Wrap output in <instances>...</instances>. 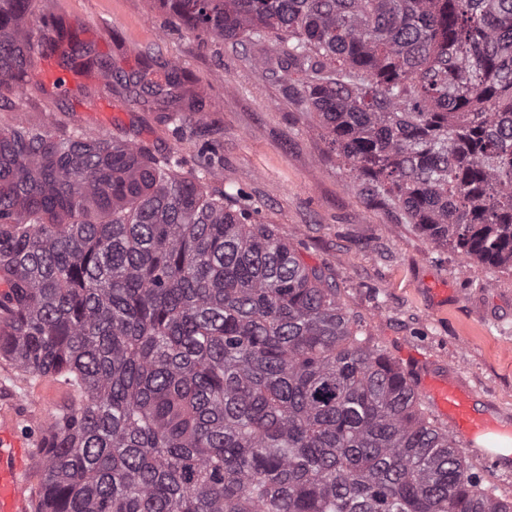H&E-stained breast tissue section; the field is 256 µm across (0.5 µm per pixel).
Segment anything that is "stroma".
<instances>
[{"label":"stroma","instance_id":"stroma-1","mask_svg":"<svg viewBox=\"0 0 512 512\" xmlns=\"http://www.w3.org/2000/svg\"><path fill=\"white\" fill-rule=\"evenodd\" d=\"M34 21L58 18L91 56L66 68L47 53L22 90L0 89V127L17 116L121 135L195 163L199 139L224 144V183L263 205L266 223L294 243L304 261L336 283L347 310L404 369L453 370L512 426V272L465 261L375 206L351 184L296 91L256 65L272 43L241 52L173 27L154 0H34ZM157 72L179 62L201 109L189 113L198 138L178 140L154 102L108 91L102 68L128 74L144 57ZM65 76L69 91L53 89ZM65 384L23 373L0 358V410L12 411L33 448L46 418L66 401Z\"/></svg>","mask_w":512,"mask_h":512}]
</instances>
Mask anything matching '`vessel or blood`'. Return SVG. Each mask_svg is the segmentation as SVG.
Returning <instances> with one entry per match:
<instances>
[{
  "instance_id": "obj_1",
  "label": "vessel or blood",
  "mask_w": 512,
  "mask_h": 512,
  "mask_svg": "<svg viewBox=\"0 0 512 512\" xmlns=\"http://www.w3.org/2000/svg\"><path fill=\"white\" fill-rule=\"evenodd\" d=\"M422 391L449 435L472 451L478 441L503 434L497 417L477 407V395L453 378L426 375ZM37 457L29 439L9 419L0 420V512H29L32 494L27 476Z\"/></svg>"
}]
</instances>
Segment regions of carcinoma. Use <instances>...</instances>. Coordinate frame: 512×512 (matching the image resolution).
Returning a JSON list of instances; mask_svg holds the SVG:
<instances>
[{
    "label": "carcinoma",
    "instance_id": "cac0c4a2",
    "mask_svg": "<svg viewBox=\"0 0 512 512\" xmlns=\"http://www.w3.org/2000/svg\"><path fill=\"white\" fill-rule=\"evenodd\" d=\"M0 0V85L76 37ZM187 30L274 42L366 199L512 271V0H158ZM148 89L179 138L177 63ZM84 128H0V357L71 387L34 512H512L262 204Z\"/></svg>",
    "mask_w": 512,
    "mask_h": 512
}]
</instances>
